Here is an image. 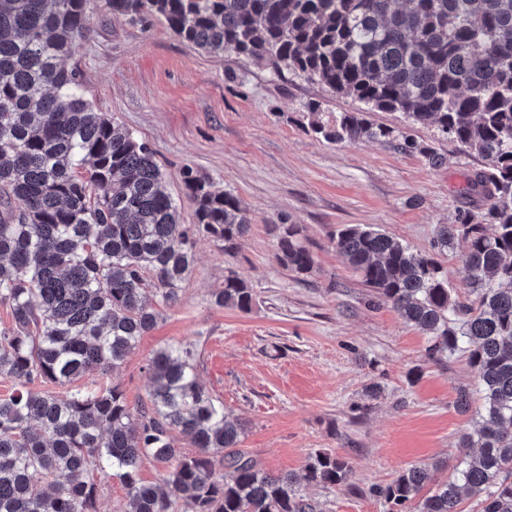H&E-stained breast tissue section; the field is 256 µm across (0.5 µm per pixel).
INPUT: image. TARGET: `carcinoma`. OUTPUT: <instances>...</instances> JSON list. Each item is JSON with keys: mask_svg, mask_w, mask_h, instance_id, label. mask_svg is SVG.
<instances>
[{"mask_svg": "<svg viewBox=\"0 0 512 512\" xmlns=\"http://www.w3.org/2000/svg\"><path fill=\"white\" fill-rule=\"evenodd\" d=\"M95 9L160 18L207 54L264 59L364 105L331 123L310 107L308 129L326 141L394 142L439 164L372 120L399 112L482 157L470 207L438 232L444 248L465 244V300L434 258L372 226L346 225L334 244L375 298L429 336L432 354L462 355L477 380L481 423L458 447L478 453L446 480L416 465L374 493L389 512H461L465 495L479 512H512V0H0V305L12 316L0 375L16 386L0 398V512H98L93 458L126 489L124 512H316L294 476L239 448L245 425L200 384L193 347L153 353L149 399L135 409L116 385L74 387L120 368L158 307L178 303L198 238L231 254L251 226L236 195L189 168L194 223H181L153 151L84 96L67 60ZM275 230L277 261L312 273L302 227ZM212 299L249 312L254 291L230 273ZM145 459L164 468L161 483L142 480ZM349 474L345 458L320 451L303 480L331 487Z\"/></svg>", "mask_w": 512, "mask_h": 512, "instance_id": "carcinoma-1", "label": "carcinoma"}]
</instances>
